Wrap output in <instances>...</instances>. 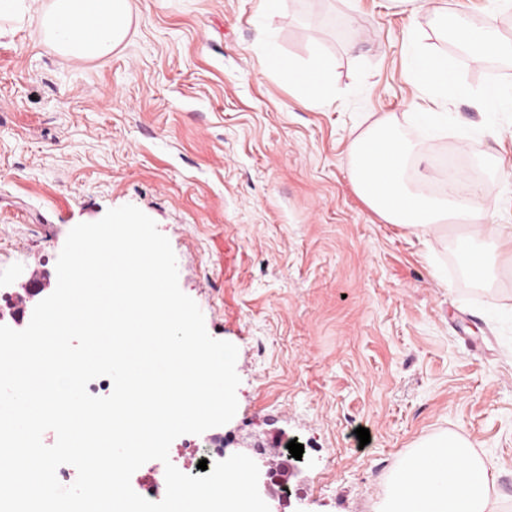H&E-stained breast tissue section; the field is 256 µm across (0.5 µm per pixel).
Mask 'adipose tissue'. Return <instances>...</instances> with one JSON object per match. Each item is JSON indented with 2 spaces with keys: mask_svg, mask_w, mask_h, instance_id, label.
<instances>
[{
  "mask_svg": "<svg viewBox=\"0 0 512 512\" xmlns=\"http://www.w3.org/2000/svg\"><path fill=\"white\" fill-rule=\"evenodd\" d=\"M260 2L264 54L310 102L330 104L329 60L316 54L300 65L281 62L276 34L265 21L280 13L284 0ZM492 2L494 17L477 27L468 0H455L450 7L443 0H392L410 16L427 13L437 34L451 39L458 53L429 51L418 28L409 29L404 37L405 68L421 93L420 102L404 115L384 113L371 119L350 145L351 182L382 220L425 238L464 219L468 228L457 236V244L463 253L479 255L481 262L473 272L486 276L497 270L512 273V225L488 223L490 206L474 185L460 182L451 191L427 194L409 185L406 169L419 157L423 143L451 127L463 149L478 153L481 140L452 114V99L472 94L484 111L512 112V84L496 83L473 92L454 76L461 54L478 63L491 45L499 56L512 58V40L503 37L496 20L497 14L512 12V0ZM43 24L47 39L63 54L83 61L103 59L129 34V0H52ZM409 125L419 128V137L406 133ZM493 485L492 475L468 440L445 435L425 438L396 475L387 512H494Z\"/></svg>",
  "mask_w": 512,
  "mask_h": 512,
  "instance_id": "adipose-tissue-1",
  "label": "adipose tissue"
}]
</instances>
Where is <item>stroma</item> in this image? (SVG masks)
<instances>
[{"mask_svg": "<svg viewBox=\"0 0 512 512\" xmlns=\"http://www.w3.org/2000/svg\"><path fill=\"white\" fill-rule=\"evenodd\" d=\"M48 0L0 37V323L28 326L37 279L56 288L70 230L132 204L177 258L178 283L213 338L238 349L227 424L180 436L192 475L215 446H304L290 496L269 512H385L420 438L458 433L512 512V275L475 279L454 234L420 238L355 193L348 146L368 112H405L418 89L401 43L425 17L388 0H285L270 21L284 59L321 53L334 98L306 106L260 50L259 0H131L111 57L81 63L46 43ZM463 154L485 197L512 166V116L473 97ZM370 431L360 445L357 428Z\"/></svg>", "mask_w": 512, "mask_h": 512, "instance_id": "35a3bbf8", "label": "stroma"}]
</instances>
